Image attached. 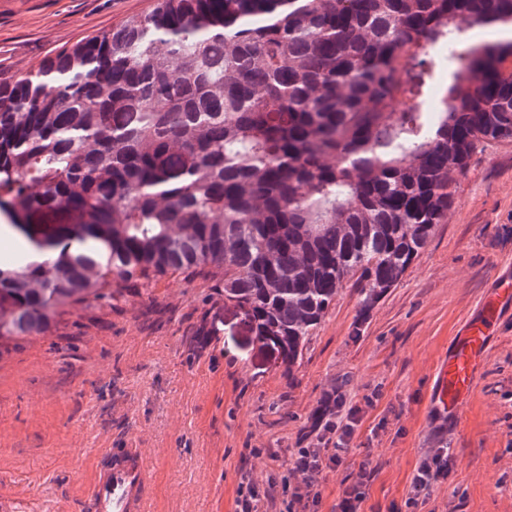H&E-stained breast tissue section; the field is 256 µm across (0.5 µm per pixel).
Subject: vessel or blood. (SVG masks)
<instances>
[{
	"instance_id": "obj_1",
	"label": "vessel or blood",
	"mask_w": 512,
	"mask_h": 512,
	"mask_svg": "<svg viewBox=\"0 0 512 512\" xmlns=\"http://www.w3.org/2000/svg\"><path fill=\"white\" fill-rule=\"evenodd\" d=\"M510 308L512 276L484 294L478 312L454 336L438 366L432 393L435 411L448 422L460 420L486 365L501 317ZM120 454V462L106 469L91 488L92 512H150L148 457L140 448H124Z\"/></svg>"
}]
</instances>
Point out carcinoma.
<instances>
[{
    "label": "carcinoma",
    "instance_id": "1",
    "mask_svg": "<svg viewBox=\"0 0 512 512\" xmlns=\"http://www.w3.org/2000/svg\"><path fill=\"white\" fill-rule=\"evenodd\" d=\"M492 21L512 0H157L0 83V214L43 256L0 266V339L218 275L294 380L338 290L363 324L512 139V43L455 54Z\"/></svg>",
    "mask_w": 512,
    "mask_h": 512
}]
</instances>
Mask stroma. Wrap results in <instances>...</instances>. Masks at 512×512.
<instances>
[{
  "mask_svg": "<svg viewBox=\"0 0 512 512\" xmlns=\"http://www.w3.org/2000/svg\"><path fill=\"white\" fill-rule=\"evenodd\" d=\"M156 0H0V82L153 9ZM401 281L357 323L350 287L293 373L216 280L163 278L112 305L61 310L0 344V512H89L105 449H144L152 512H234L242 477L283 475L268 451L320 447L327 397L357 407L345 462L325 470L331 512L362 461L363 512H402L416 468L447 448L419 512H512V313L458 428L430 404L440 359L497 273L512 269V140L486 145Z\"/></svg>",
  "mask_w": 512,
  "mask_h": 512,
  "instance_id": "obj_1",
  "label": "stroma"
}]
</instances>
